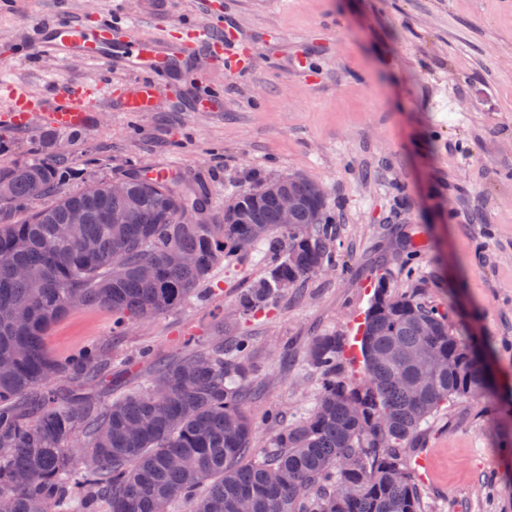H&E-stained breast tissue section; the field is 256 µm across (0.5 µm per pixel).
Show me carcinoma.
<instances>
[{
	"instance_id": "obj_1",
	"label": "carcinoma",
	"mask_w": 512,
	"mask_h": 512,
	"mask_svg": "<svg viewBox=\"0 0 512 512\" xmlns=\"http://www.w3.org/2000/svg\"><path fill=\"white\" fill-rule=\"evenodd\" d=\"M47 134L33 158L0 168V506L5 512H156L177 501L191 512H421L423 490L402 450L444 404L491 390L481 347L448 314L380 282L362 332L367 378L336 376L339 336H318L306 361L321 375L314 409L289 422L273 407V448L250 453L254 369L248 340L213 343L157 365L150 383L102 405L88 390L112 386V348L90 344L58 359L52 326L82 306L112 310L113 328L175 310L212 269L237 254L236 242L264 243L266 275L236 299L254 317L306 277L336 265V217L322 187L300 175L259 180L234 194L239 209L214 224L207 192L174 177L129 172L124 193L92 167L76 169ZM79 179L83 187H65ZM288 184L303 200L287 244L272 238L277 200ZM118 207L131 222L112 224ZM83 222L71 223L74 212ZM314 225L312 237L305 229ZM179 251L191 262L171 265ZM144 264L156 275H140ZM426 327L429 335H420ZM428 351L434 370L419 382L408 354ZM67 380L63 390L54 388Z\"/></svg>"
}]
</instances>
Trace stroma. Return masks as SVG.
Masks as SVG:
<instances>
[{
    "mask_svg": "<svg viewBox=\"0 0 512 512\" xmlns=\"http://www.w3.org/2000/svg\"><path fill=\"white\" fill-rule=\"evenodd\" d=\"M0 13V84L32 100L27 129L12 128L0 95V167L23 161L46 129L42 102L72 81L93 79L80 57L38 62L16 40L64 10L182 39L187 25L218 15L242 42L234 73L200 51L192 69L143 112L97 103L80 133L57 130L75 168L100 175L172 170L210 191V211L256 179L304 175L336 214L339 270L287 289L267 315L240 318L237 294L267 268L255 251L223 262L182 307L112 333V313L71 311L46 342L64 357L111 346L117 390L146 385L155 361L199 346L250 339L261 418L311 410L319 374L304 362L315 336L357 334L378 275L396 294L446 310L487 347L493 393L445 405L419 435L406 466L424 486L422 512H512V0H14ZM219 95L213 111L197 94ZM223 330H215V323ZM151 346L154 359L141 357Z\"/></svg>",
    "mask_w": 512,
    "mask_h": 512,
    "instance_id": "35a3bbf8",
    "label": "stroma"
}]
</instances>
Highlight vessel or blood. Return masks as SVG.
Masks as SVG:
<instances>
[{
    "instance_id": "obj_1",
    "label": "vessel or blood",
    "mask_w": 512,
    "mask_h": 512,
    "mask_svg": "<svg viewBox=\"0 0 512 512\" xmlns=\"http://www.w3.org/2000/svg\"><path fill=\"white\" fill-rule=\"evenodd\" d=\"M25 56L40 60L46 56L70 58L79 56L98 64L104 71L119 68L135 77L136 90L126 96V109L138 112L156 103L166 78L165 64L190 66L191 55L200 48H215L217 66L232 70L239 62L234 40L225 39L220 17H213L205 27H189L185 40L175 42L163 34L147 36L132 23L119 25L100 19L89 26L68 19L45 21L25 38ZM12 100L11 121L19 128L27 127L30 98L14 86H0ZM111 80L79 81L65 86L47 102L46 123L59 129L86 126L94 103L111 100Z\"/></svg>"
}]
</instances>
